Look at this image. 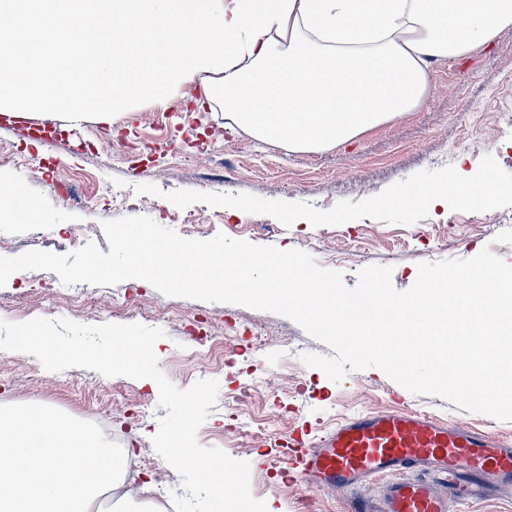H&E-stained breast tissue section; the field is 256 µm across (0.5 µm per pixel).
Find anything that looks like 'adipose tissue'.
<instances>
[{
  "instance_id": "ef3b65f1",
  "label": "adipose tissue",
  "mask_w": 512,
  "mask_h": 512,
  "mask_svg": "<svg viewBox=\"0 0 512 512\" xmlns=\"http://www.w3.org/2000/svg\"><path fill=\"white\" fill-rule=\"evenodd\" d=\"M510 27L512 0H0V112L109 122L197 81L251 135L329 148L420 106L431 60ZM490 187L454 174L391 202L477 206Z\"/></svg>"
}]
</instances>
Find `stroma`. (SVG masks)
I'll use <instances>...</instances> for the list:
<instances>
[{"mask_svg":"<svg viewBox=\"0 0 512 512\" xmlns=\"http://www.w3.org/2000/svg\"><path fill=\"white\" fill-rule=\"evenodd\" d=\"M200 95L199 85L185 84L164 105L141 96L109 124L75 122L57 111L12 122L0 116V143L13 152L0 160V182L17 187L40 215L36 227L0 224V256L66 254L79 230L106 253L103 222L147 216L178 231L191 215L200 226L186 231L188 238L221 232L258 246L302 250L320 267L340 272L350 288L370 265L392 267V284L402 292L422 263L470 259L488 248L512 264V28L470 56L433 61L430 90L417 109L327 150L291 151L257 139L226 122L223 99L200 107ZM452 171L469 183L490 177L489 204L388 206L392 196L442 185ZM59 283L46 270L14 273L0 288V319L136 322L163 330L158 366L177 387L217 381L216 403L198 441L248 463L255 499L277 512H349V495L283 477L288 438L314 437L343 418L392 407L401 387L381 369L333 382L299 358L303 352L328 356L331 348L289 317L169 299L137 279L87 286L97 303L81 311L35 302L37 289ZM127 290L141 294V309L112 315L113 295ZM163 302L175 309L165 320L154 315ZM217 329L223 344L200 347L198 337ZM407 399L442 420L512 438V421L468 412L437 395ZM158 400L152 381L84 368L50 372L34 356L0 351V405L35 403L85 421L100 417L108 440L146 458L141 481L130 489L135 503L152 508L180 487L179 477H163L156 468L161 457L152 438L167 414Z\"/></svg>","mask_w":512,"mask_h":512,"instance_id":"obj_1","label":"stroma"}]
</instances>
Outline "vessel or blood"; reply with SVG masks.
<instances>
[{"mask_svg": "<svg viewBox=\"0 0 512 512\" xmlns=\"http://www.w3.org/2000/svg\"><path fill=\"white\" fill-rule=\"evenodd\" d=\"M297 466L314 487L332 491L388 478L381 507L356 498L353 512H453L461 502L512 492L511 440L405 407L344 419L305 445Z\"/></svg>", "mask_w": 512, "mask_h": 512, "instance_id": "b4317fda", "label": "vessel or blood"}]
</instances>
